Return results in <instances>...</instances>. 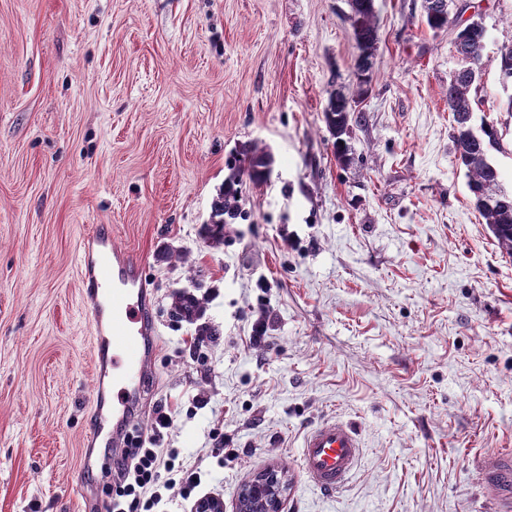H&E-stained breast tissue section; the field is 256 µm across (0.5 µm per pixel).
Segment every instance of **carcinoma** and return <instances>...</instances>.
Here are the masks:
<instances>
[{
	"label": "carcinoma",
	"mask_w": 512,
	"mask_h": 512,
	"mask_svg": "<svg viewBox=\"0 0 512 512\" xmlns=\"http://www.w3.org/2000/svg\"><path fill=\"white\" fill-rule=\"evenodd\" d=\"M368 0H350L352 14L351 38L359 52L374 54L379 41L374 10L365 6ZM454 0H422V9L427 25L435 30H451L456 26L457 17L452 15ZM454 47L463 65L450 77L448 82V110L452 114V139L455 151L466 168L467 186L474 199L475 207L493 234L501 252L512 256V189L503 187L500 170L491 160V152L502 149L501 133L496 125L473 123L471 90L479 80L478 64L485 47L484 39L455 32ZM355 95L337 92L329 99L324 112L327 128L333 138L336 158L340 162L349 160L351 147L350 102ZM247 162L246 173L254 183L267 180L266 169L271 167L272 158L264 150L248 146L242 149ZM240 216L238 191L226 189L223 199L217 205L214 220L205 225V234L213 244L224 243L226 219ZM203 313V302L197 296L185 291L174 294L172 315L180 320L193 322Z\"/></svg>",
	"instance_id": "cac0c4a2"
}]
</instances>
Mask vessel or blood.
Wrapping results in <instances>:
<instances>
[{
	"label": "vessel or blood",
	"instance_id": "obj_1",
	"mask_svg": "<svg viewBox=\"0 0 512 512\" xmlns=\"http://www.w3.org/2000/svg\"><path fill=\"white\" fill-rule=\"evenodd\" d=\"M82 298L91 317L97 384L92 406L116 420L112 445H127L126 424L146 375L147 345L155 334L150 298L137 272L138 262L114 248L112 228L98 224L87 234L79 255ZM363 451L357 430L341 419L323 421L302 440L301 468L323 492L339 491L356 469ZM483 494L498 512H512V453L484 456L479 464Z\"/></svg>",
	"mask_w": 512,
	"mask_h": 512
}]
</instances>
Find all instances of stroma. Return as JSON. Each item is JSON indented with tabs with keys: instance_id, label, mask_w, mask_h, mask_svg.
<instances>
[{
	"instance_id": "1",
	"label": "stroma",
	"mask_w": 512,
	"mask_h": 512,
	"mask_svg": "<svg viewBox=\"0 0 512 512\" xmlns=\"http://www.w3.org/2000/svg\"><path fill=\"white\" fill-rule=\"evenodd\" d=\"M487 41L473 122L512 186L500 55L512 0H456ZM380 41L340 165L324 110L356 88L348 0H0V512H111L115 448L95 428L79 249L95 224L141 264L156 334L132 432L193 469L191 498L234 512L276 465L288 512H492L481 456L512 450V257L475 210L451 138L452 31L421 0H374ZM224 242L201 233L241 146ZM205 295L198 325L175 291ZM201 322V323H202ZM264 336L252 342L253 327ZM341 418L362 458L336 494L307 482L304 434ZM224 445H217L216 436ZM244 161L247 162L246 173L254 183H262L267 180L269 172L266 169L271 167L272 158L264 150L258 147L248 146L242 149ZM270 169V168H269Z\"/></svg>"
}]
</instances>
